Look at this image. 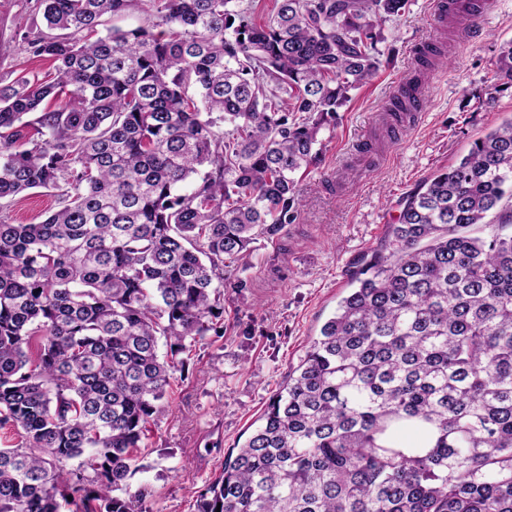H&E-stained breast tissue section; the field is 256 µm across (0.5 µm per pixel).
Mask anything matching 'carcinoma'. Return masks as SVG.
I'll list each match as a JSON object with an SVG mask.
<instances>
[{"label":"carcinoma","mask_w":512,"mask_h":512,"mask_svg":"<svg viewBox=\"0 0 512 512\" xmlns=\"http://www.w3.org/2000/svg\"><path fill=\"white\" fill-rule=\"evenodd\" d=\"M407 4L34 0L24 42L54 66L0 83V200L65 191L0 221V429L20 439L0 512H137L180 355L224 334L225 260L296 222L322 128ZM132 7L151 27L98 34ZM509 226L512 118L407 199L195 512H512ZM60 192L46 189H33L24 192L6 204L0 201L2 215L9 224H38L48 213L60 206Z\"/></svg>","instance_id":"cac0c4a2"}]
</instances>
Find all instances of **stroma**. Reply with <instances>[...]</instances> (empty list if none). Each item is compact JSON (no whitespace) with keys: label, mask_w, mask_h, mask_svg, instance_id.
I'll use <instances>...</instances> for the list:
<instances>
[{"label":"stroma","mask_w":512,"mask_h":512,"mask_svg":"<svg viewBox=\"0 0 512 512\" xmlns=\"http://www.w3.org/2000/svg\"><path fill=\"white\" fill-rule=\"evenodd\" d=\"M466 32L447 34L434 74L416 48L430 37L435 0H409L383 27L374 77L351 91L321 133L319 164L299 180L296 223L259 238L224 283V334L189 353L186 378L174 379L166 413L149 425L133 488L145 512H194L197 495L244 442L287 382L365 254L384 249L407 197L454 166L473 141L512 117V88L495 77L501 46L512 41V0H490ZM42 22L27 0H0V78L46 60L24 51V34ZM425 94L418 123L388 131L384 110L410 80ZM57 191L33 189L4 206L11 224H37L58 208ZM247 280L246 289L234 279Z\"/></svg>","instance_id":"obj_1"}]
</instances>
